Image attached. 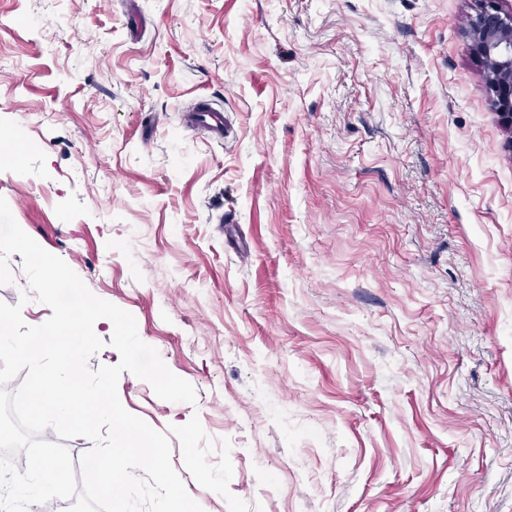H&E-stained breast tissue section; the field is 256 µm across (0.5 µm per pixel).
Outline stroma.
Returning a JSON list of instances; mask_svg holds the SVG:
<instances>
[{
  "label": "stroma",
  "mask_w": 512,
  "mask_h": 512,
  "mask_svg": "<svg viewBox=\"0 0 512 512\" xmlns=\"http://www.w3.org/2000/svg\"><path fill=\"white\" fill-rule=\"evenodd\" d=\"M479 0H0V197L193 385L204 512H512V129ZM224 142L185 128L198 95Z\"/></svg>",
  "instance_id": "obj_1"
}]
</instances>
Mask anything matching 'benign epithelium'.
Returning a JSON list of instances; mask_svg holds the SVG:
<instances>
[{
    "mask_svg": "<svg viewBox=\"0 0 512 512\" xmlns=\"http://www.w3.org/2000/svg\"><path fill=\"white\" fill-rule=\"evenodd\" d=\"M469 32L486 70L492 105L512 130V11L499 8L501 0H480Z\"/></svg>",
    "mask_w": 512,
    "mask_h": 512,
    "instance_id": "7a95c632",
    "label": "benign epithelium"
}]
</instances>
